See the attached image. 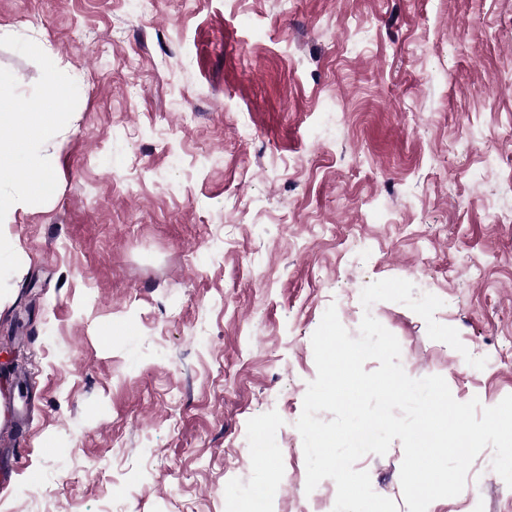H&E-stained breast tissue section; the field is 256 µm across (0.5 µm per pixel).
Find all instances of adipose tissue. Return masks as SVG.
Masks as SVG:
<instances>
[{"mask_svg": "<svg viewBox=\"0 0 512 512\" xmlns=\"http://www.w3.org/2000/svg\"><path fill=\"white\" fill-rule=\"evenodd\" d=\"M47 79L44 112L28 113L24 122H17L6 106L15 104L10 93L12 78L0 71V132L10 130V137L0 135V182H8L14 192L0 196V214L28 205L39 197L54 195L57 183L49 159L41 154L39 144L53 140L65 117L73 76L56 68L52 57H45Z\"/></svg>", "mask_w": 512, "mask_h": 512, "instance_id": "obj_1", "label": "adipose tissue"}]
</instances>
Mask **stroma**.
I'll return each mask as SVG.
<instances>
[{
    "label": "stroma",
    "instance_id": "obj_1",
    "mask_svg": "<svg viewBox=\"0 0 512 512\" xmlns=\"http://www.w3.org/2000/svg\"><path fill=\"white\" fill-rule=\"evenodd\" d=\"M30 41L76 81L40 147L55 195L0 217V512H300L331 305L457 401L512 394V0H0L20 101L45 89ZM393 277L463 351L363 308ZM403 456L355 464L398 512ZM492 458L432 512H512Z\"/></svg>",
    "mask_w": 512,
    "mask_h": 512
}]
</instances>
